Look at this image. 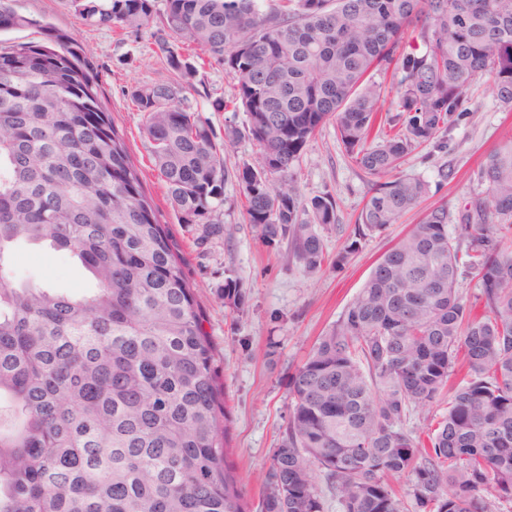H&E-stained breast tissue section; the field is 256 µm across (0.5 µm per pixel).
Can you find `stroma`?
<instances>
[{
  "label": "stroma",
  "instance_id": "1",
  "mask_svg": "<svg viewBox=\"0 0 512 512\" xmlns=\"http://www.w3.org/2000/svg\"><path fill=\"white\" fill-rule=\"evenodd\" d=\"M19 14L35 19L32 27L0 32V40L39 39L38 23L67 31L87 51L102 90V101L135 162L143 188L156 207L160 223L169 226L183 259L186 277L203 308V328L214 350V364L230 419L231 458L250 508L262 500L265 475L291 409L288 382L318 336L344 311L363 286L392 240L416 223L418 211L407 213L385 235L368 238L343 271L327 266L304 275L287 243H265L255 225L247 223L237 182L224 185V205L215 214L219 232L206 224H183L167 198V189L150 157V144L129 92L132 87L172 81L157 55L151 29L115 32L75 15L67 0H9ZM185 95L210 122L216 136L227 126H242L241 112L214 110L215 98H232L237 80L223 68L201 64ZM450 131L449 160L456 174L448 182L437 177L436 161L411 155L404 173L423 177L430 185L427 204H456L477 192L474 172L490 151L512 134V113L502 111L490 78L477 80ZM304 200L329 193L337 202V221L323 230L328 253L344 245L369 192L363 173L347 157L333 124H326L308 143L295 164ZM16 279L80 293L89 287L85 271L66 252L45 246L21 248L12 268ZM236 280L244 303L233 307L224 282Z\"/></svg>",
  "mask_w": 512,
  "mask_h": 512
}]
</instances>
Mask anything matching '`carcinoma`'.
Here are the masks:
<instances>
[{"label": "carcinoma", "instance_id": "cac0c4a2", "mask_svg": "<svg viewBox=\"0 0 512 512\" xmlns=\"http://www.w3.org/2000/svg\"><path fill=\"white\" fill-rule=\"evenodd\" d=\"M68 2L98 25L156 28L185 79L130 91L180 223H215L233 178L247 223L288 241L308 275L328 260L318 228L336 224V200L304 203L294 162L326 123L371 185L340 269L428 195L399 173L408 155L425 148L440 181L453 176L448 131L480 77L512 112V0ZM29 26L41 41H0V512H250L172 233L83 47L0 5V30ZM189 48L238 80L214 107L247 121L222 142L182 95ZM241 137L260 162L230 170L224 150ZM476 176L482 192L427 208L379 258L291 376L261 512H323L316 471L342 512L512 505V137ZM24 244L68 252L92 287L14 279ZM445 397L427 441L405 428ZM405 475L402 498L389 478Z\"/></svg>", "mask_w": 512, "mask_h": 512}]
</instances>
